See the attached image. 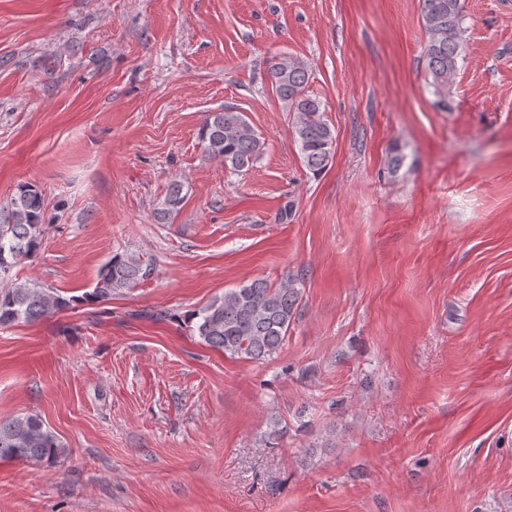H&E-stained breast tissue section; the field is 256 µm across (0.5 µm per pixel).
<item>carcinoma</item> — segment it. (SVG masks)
<instances>
[{
    "instance_id": "1",
    "label": "carcinoma",
    "mask_w": 512,
    "mask_h": 512,
    "mask_svg": "<svg viewBox=\"0 0 512 512\" xmlns=\"http://www.w3.org/2000/svg\"><path fill=\"white\" fill-rule=\"evenodd\" d=\"M422 26L426 39L423 56L438 97L448 108V83L463 59L461 0H422ZM271 86L277 97L293 112L292 130L301 162L313 174L322 173L333 157L336 140L324 119L321 100L308 94L310 67L303 59L281 54L269 68ZM200 139L209 155L241 172L253 166L264 150V141L246 116L231 109L208 113L200 127ZM183 202L182 184L175 181L166 191L158 217L178 211ZM44 198L29 183L17 187L11 207L0 211V276L32 257L43 235ZM149 275L140 257L116 253L98 270L94 288L79 298H65L53 288L36 283H13L0 290V328L17 322H36L79 300L105 301ZM296 278L277 284L253 279L224 291V294L190 314L193 335L201 343L234 358L261 362L276 354L288 333L300 304ZM63 445L34 414L0 421V459H19L54 464Z\"/></svg>"
}]
</instances>
